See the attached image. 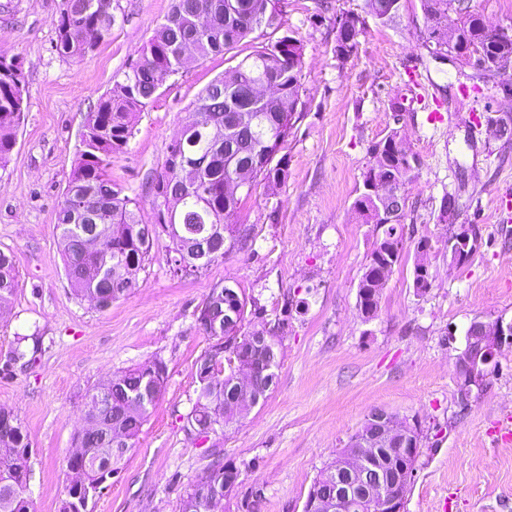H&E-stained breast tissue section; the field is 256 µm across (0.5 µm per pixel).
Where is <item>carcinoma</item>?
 Returning <instances> with one entry per match:
<instances>
[{
  "label": "carcinoma",
  "instance_id": "1",
  "mask_svg": "<svg viewBox=\"0 0 512 512\" xmlns=\"http://www.w3.org/2000/svg\"><path fill=\"white\" fill-rule=\"evenodd\" d=\"M275 0H172L170 10L153 35L142 45L137 62L115 81L113 87L97 101L88 114L84 130L91 137L81 140L82 149L64 199L57 212L58 246L64 261V272L74 294L87 297L104 310L138 286L139 272L158 234L146 232L138 202L123 194L112 184L108 168L112 158L127 145L133 134V119L137 112L159 97L163 80L181 70L180 53L191 46L195 58L206 59L234 48L255 29L278 28L272 7ZM369 12L384 24L394 21L401 4L397 0H367ZM426 41L448 50V44L471 46L481 52L485 62L483 72L494 73L512 64V36L500 32L494 36L486 30L480 14L462 13L456 0H424ZM115 23L112 0H61L55 20V49L61 56L80 59L92 52L109 36ZM286 37L255 50L236 66L216 77L197 94L193 109L204 119L186 125L179 135L180 165L166 159L163 170L154 183L155 197L162 198L170 221L160 223L170 240V251L205 252L209 263L198 270L224 259L246 244L247 235L236 236L232 224L240 197L227 193L224 186L248 173L246 193L261 176L273 186L288 177L285 158L273 162L274 155L286 142L296 107L301 103L302 47L290 52L281 48ZM266 80L276 81L278 94L273 98L255 97L247 107L242 124L236 116L241 104L237 92ZM27 106L23 72L12 59L0 55V167L6 166L16 144V132ZM397 157L384 150L375 158L373 169L382 181L406 185L411 165L404 154L415 161L418 155L409 147ZM355 210L365 223L382 229V236L371 251L369 263L358 284L362 295L376 287L373 273L379 266L401 262L404 250L401 220L393 219L379 208L367 194L357 196ZM470 240L469 248L460 260L464 264L477 248L478 236L470 228L448 238L455 245L458 239ZM414 287L424 292L430 287L426 262L418 260L414 267ZM19 288L16 260L12 252L0 250V316ZM205 306L214 332V343L197 362L200 383L195 403L186 415L185 430L206 437L243 416L224 414V397L237 387V366L225 358L220 337L231 342L230 353L242 357L254 367L251 382L256 401L266 399L276 384L280 365L279 340L271 332L269 353L265 356L252 350V336L238 335L244 319L246 302L238 291L227 285L211 289ZM235 317L224 325L225 316ZM40 337L17 338L7 363H17L27 357L23 343ZM167 364L160 358L127 368L112 376L101 388L88 395L85 418L89 428L75 438L78 448H86L89 465L85 472L74 468L66 495L80 481L94 485L103 476L102 462L109 463V472L119 473L124 456L114 455L110 448L117 440L133 447L149 410L161 397L167 377ZM11 426L3 425L0 417V512H31L26 497L30 443L21 420L9 414ZM346 450L322 469L312 488L334 489L333 474L341 465ZM230 461H216L207 473L192 483L182 498L181 512H210V506L224 499L230 485L224 468Z\"/></svg>",
  "mask_w": 512,
  "mask_h": 512
}]
</instances>
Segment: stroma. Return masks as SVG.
Wrapping results in <instances>:
<instances>
[{
	"label": "stroma",
	"mask_w": 512,
	"mask_h": 512,
	"mask_svg": "<svg viewBox=\"0 0 512 512\" xmlns=\"http://www.w3.org/2000/svg\"><path fill=\"white\" fill-rule=\"evenodd\" d=\"M61 0H0V55L25 77L28 105L16 145L0 169V249L13 252L19 288L0 315V365L16 339L39 333L34 361L0 375V407L17 415L32 448L29 495L35 512H58L63 461L75 449L86 395L129 367L162 357L161 398L92 512H180L189 486L214 454L242 469L238 488L215 512H303L321 469L374 409L421 429L404 512H512V442L494 440L493 421L512 416V343L503 344L482 386L462 399L456 358L473 319L512 321V223L496 201L512 191V67L484 80L465 59L432 54L422 0H401L383 24L366 0H283L278 29L257 28L222 55L168 76L158 99L135 116L134 135L109 173L140 204L147 224L164 206L152 181L177 132L194 117L196 94L257 47L290 35L303 47L302 112L279 151L288 178L256 180L234 223L250 246L208 270L177 274L167 235L154 242L139 286L100 310L75 298L57 244L56 217L81 148L89 112L136 62L171 0H112L110 36L85 58L55 50ZM362 26L346 60L334 52L337 15ZM472 87L469 99L459 86ZM441 105L446 118L427 116ZM484 114L474 126L472 114ZM398 133L421 164L405 187V251L377 312L357 308L358 284L378 238L353 207L372 147ZM457 199L443 219L445 197ZM474 228L476 251L452 261L448 239ZM427 245L431 286L416 290L418 242ZM246 300L243 335L278 326L281 365L265 401L239 422L199 439L186 432L211 341L197 322L211 288Z\"/></svg>",
	"instance_id": "stroma-1"
}]
</instances>
